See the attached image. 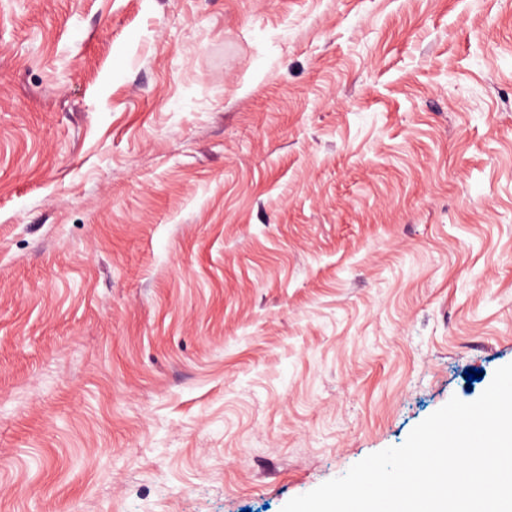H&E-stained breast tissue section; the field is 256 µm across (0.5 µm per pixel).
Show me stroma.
I'll use <instances>...</instances> for the list:
<instances>
[{"label":"stroma","instance_id":"obj_1","mask_svg":"<svg viewBox=\"0 0 512 512\" xmlns=\"http://www.w3.org/2000/svg\"><path fill=\"white\" fill-rule=\"evenodd\" d=\"M508 363L512 0H0V512H281Z\"/></svg>","mask_w":512,"mask_h":512}]
</instances>
